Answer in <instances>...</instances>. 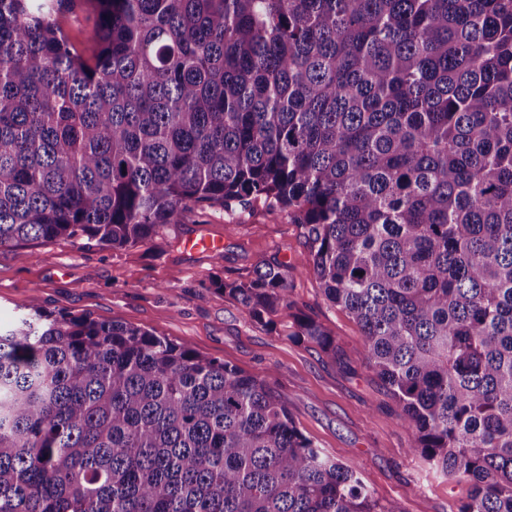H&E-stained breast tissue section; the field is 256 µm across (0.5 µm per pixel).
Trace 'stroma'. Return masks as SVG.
<instances>
[{"instance_id": "1", "label": "stroma", "mask_w": 512, "mask_h": 512, "mask_svg": "<svg viewBox=\"0 0 512 512\" xmlns=\"http://www.w3.org/2000/svg\"><path fill=\"white\" fill-rule=\"evenodd\" d=\"M189 236L221 240L220 253H191ZM303 228L261 199L226 212L197 206L146 244L104 249L81 241L0 247V324L31 303L51 313L88 314L155 332L203 356L266 378L299 430L345 465L364 469L386 512H456L469 486L452 482L412 454L414 432L396 415L390 392L362 362L359 326L329 303L316 277L298 265ZM265 263L289 265L290 298L335 338L339 359L254 323L234 299L208 289L211 276L242 280Z\"/></svg>"}]
</instances>
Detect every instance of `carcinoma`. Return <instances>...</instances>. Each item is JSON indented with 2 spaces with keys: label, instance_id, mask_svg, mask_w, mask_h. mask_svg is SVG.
Instances as JSON below:
<instances>
[{
  "label": "carcinoma",
  "instance_id": "carcinoma-1",
  "mask_svg": "<svg viewBox=\"0 0 512 512\" xmlns=\"http://www.w3.org/2000/svg\"><path fill=\"white\" fill-rule=\"evenodd\" d=\"M95 16L84 58L57 16ZM288 210L412 451L512 512V0H0V247ZM336 342L288 265L214 279ZM0 512H385L270 383L38 304L0 326Z\"/></svg>",
  "mask_w": 512,
  "mask_h": 512
}]
</instances>
